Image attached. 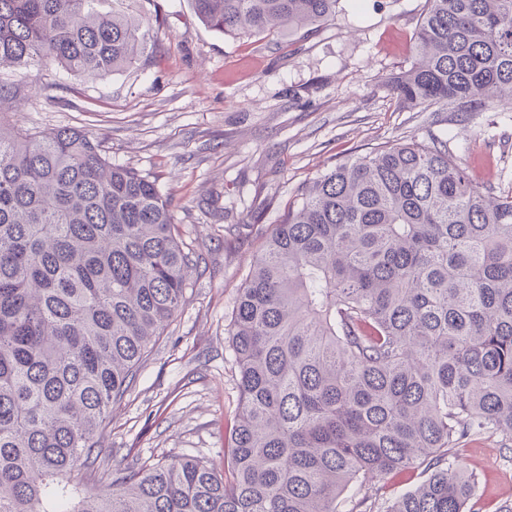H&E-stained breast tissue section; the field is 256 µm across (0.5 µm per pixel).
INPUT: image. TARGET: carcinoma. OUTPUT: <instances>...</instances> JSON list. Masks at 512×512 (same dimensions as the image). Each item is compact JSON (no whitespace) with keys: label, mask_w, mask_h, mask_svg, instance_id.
Segmentation results:
<instances>
[{"label":"carcinoma","mask_w":512,"mask_h":512,"mask_svg":"<svg viewBox=\"0 0 512 512\" xmlns=\"http://www.w3.org/2000/svg\"><path fill=\"white\" fill-rule=\"evenodd\" d=\"M97 0H0V66L104 79L139 23ZM227 37L330 21L339 0H191ZM390 90L420 112L512 104V0H427ZM0 94V512H475L448 451L512 447V191L410 138L301 187L239 289L240 404L224 471L130 465L103 492L95 435L179 312L192 253L156 180L75 128L10 125ZM424 467L386 499L366 484Z\"/></svg>","instance_id":"cac0c4a2"}]
</instances>
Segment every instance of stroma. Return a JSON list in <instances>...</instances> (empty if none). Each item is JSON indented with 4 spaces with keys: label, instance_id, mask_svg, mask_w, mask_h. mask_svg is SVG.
Wrapping results in <instances>:
<instances>
[{
    "label": "stroma",
    "instance_id": "1",
    "mask_svg": "<svg viewBox=\"0 0 512 512\" xmlns=\"http://www.w3.org/2000/svg\"><path fill=\"white\" fill-rule=\"evenodd\" d=\"M137 18L144 51L104 79L55 65L1 68L10 121L88 132L114 164L156 179L199 257L175 321L96 436V470L197 456L224 464L239 403L227 328L268 233L298 189L342 159L417 138L445 142L491 192L512 186V110L419 112L387 88L408 68L426 0H340L333 20L290 35L232 38L191 0H101ZM457 454L478 512L512 507V451L499 437Z\"/></svg>",
    "mask_w": 512,
    "mask_h": 512
}]
</instances>
